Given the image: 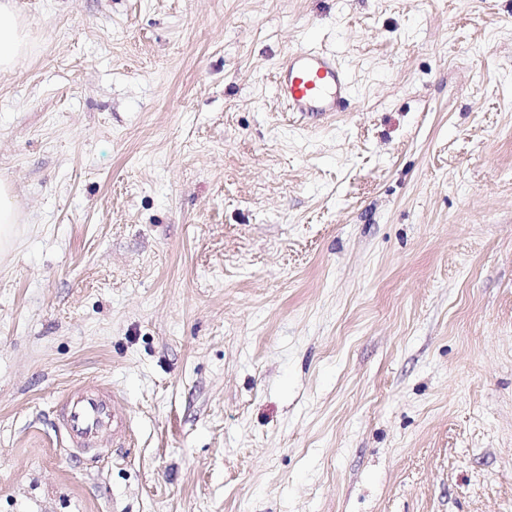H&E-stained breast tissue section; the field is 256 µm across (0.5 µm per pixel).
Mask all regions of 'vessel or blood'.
Returning <instances> with one entry per match:
<instances>
[{"instance_id":"vessel-or-blood-1","label":"vessel or blood","mask_w":512,"mask_h":512,"mask_svg":"<svg viewBox=\"0 0 512 512\" xmlns=\"http://www.w3.org/2000/svg\"><path fill=\"white\" fill-rule=\"evenodd\" d=\"M278 97L299 118L334 119L351 96L346 69L335 55L320 50L291 52L276 79ZM109 388H71L62 398L59 421L67 445L80 454L99 455L105 446L120 448L131 427L116 411Z\"/></svg>"}]
</instances>
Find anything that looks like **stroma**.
I'll return each instance as SVG.
<instances>
[{"mask_svg":"<svg viewBox=\"0 0 512 512\" xmlns=\"http://www.w3.org/2000/svg\"><path fill=\"white\" fill-rule=\"evenodd\" d=\"M12 3L0 512H512V0ZM278 97L299 118L332 120L351 96L346 69L336 55L320 50L291 52L276 75ZM116 396L108 387L71 388L62 398L59 421L72 452L101 455L104 448H121L130 438L128 421L116 411ZM111 437V446L103 435Z\"/></svg>","mask_w":512,"mask_h":512,"instance_id":"1","label":"stroma"}]
</instances>
